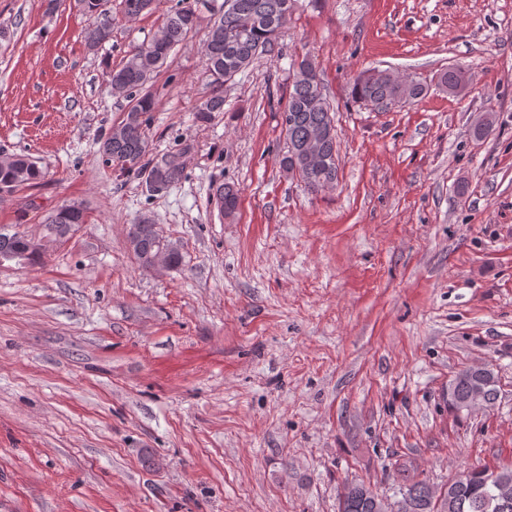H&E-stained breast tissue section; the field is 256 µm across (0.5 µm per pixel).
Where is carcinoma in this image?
Wrapping results in <instances>:
<instances>
[{"mask_svg": "<svg viewBox=\"0 0 512 512\" xmlns=\"http://www.w3.org/2000/svg\"><path fill=\"white\" fill-rule=\"evenodd\" d=\"M155 0H118L122 18L133 20L154 9ZM90 20L84 39L95 50L112 38L115 17L112 0H70ZM292 0H230L229 6L216 0H186L171 10L163 23L147 41L132 47L122 62L107 72L112 92L128 99L122 120L112 126L99 148L102 166L123 175H134L143 182L159 179L169 187L184 177L191 148L184 146L159 161L149 160V113L154 100L150 82L173 50L184 44L201 26L206 38L201 53L209 78V93L196 108L201 119L224 111V86L233 82L229 71L241 74L265 56L274 54L288 22ZM437 85L455 95L465 87L463 72L450 67L439 73ZM428 91L427 85L415 78L403 84L386 70L371 69L353 80L352 98L375 110L389 111L402 104L415 102ZM283 146L279 165L290 178L304 184L311 193L324 185H335L338 158L336 128L330 105L324 94L322 78L314 61L305 56L296 63L283 111ZM322 145L327 158L325 166L312 171L302 148L311 141ZM44 178L37 162L27 155L0 156V201L20 187H34ZM219 209L233 215L239 205V189L224 183L216 189ZM86 223L84 208L73 202L63 203L42 220L49 237H64L75 227ZM128 243L145 272L153 269L150 261L164 249L169 266L183 264L180 247L165 236L148 217L131 225ZM42 244L22 233H0V259L34 261L41 256ZM480 396L486 408H493L500 395L499 377L489 365L470 366L459 370L448 383V406L461 414L467 411L474 396ZM485 469L470 467L448 482L444 491L429 483L406 477L388 498L363 481H347L338 498V512H512V467H502L496 489L486 482Z\"/></svg>", "mask_w": 512, "mask_h": 512, "instance_id": "carcinoma-1", "label": "carcinoma"}]
</instances>
